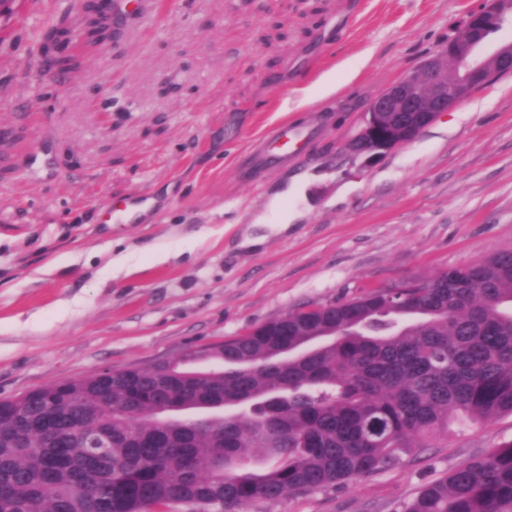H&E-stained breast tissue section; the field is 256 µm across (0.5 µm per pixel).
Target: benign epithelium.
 <instances>
[{"label":"benign epithelium","mask_w":512,"mask_h":512,"mask_svg":"<svg viewBox=\"0 0 512 512\" xmlns=\"http://www.w3.org/2000/svg\"><path fill=\"white\" fill-rule=\"evenodd\" d=\"M494 22L512 24L508 0H489L468 13L464 24L438 53L426 59L418 72L407 74L372 98L366 105L358 133L346 150L369 160L414 141L437 117L468 98L476 89L512 74V42L505 43L491 58L478 60L481 44L477 33ZM456 64L455 78L448 81V61ZM41 389L11 398L20 408L43 402Z\"/></svg>","instance_id":"1"}]
</instances>
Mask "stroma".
<instances>
[{"label":"stroma","mask_w":512,"mask_h":512,"mask_svg":"<svg viewBox=\"0 0 512 512\" xmlns=\"http://www.w3.org/2000/svg\"><path fill=\"white\" fill-rule=\"evenodd\" d=\"M482 0H169L85 47L79 0L0 16V399L181 358L288 311L512 251V74L374 162L367 101ZM321 113L301 163L251 142ZM146 195L137 224L112 202ZM512 440L452 427L400 463L247 512H393Z\"/></svg>","instance_id":"obj_1"}]
</instances>
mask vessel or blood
I'll return each instance as SVG.
<instances>
[{
  "mask_svg": "<svg viewBox=\"0 0 512 512\" xmlns=\"http://www.w3.org/2000/svg\"><path fill=\"white\" fill-rule=\"evenodd\" d=\"M314 133L313 125H294L282 122L274 125L251 147L240 173L251 177L258 170H273L286 166L288 161L302 157Z\"/></svg>",
  "mask_w": 512,
  "mask_h": 512,
  "instance_id": "b4317fda",
  "label": "vessel or blood"
}]
</instances>
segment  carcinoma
Returning a JSON list of instances; mask_svg holds the SVG:
<instances>
[{"label": "carcinoma", "mask_w": 512, "mask_h": 512, "mask_svg": "<svg viewBox=\"0 0 512 512\" xmlns=\"http://www.w3.org/2000/svg\"><path fill=\"white\" fill-rule=\"evenodd\" d=\"M209 347L196 384L133 367L0 403V512H242L389 468L455 422L512 414V253L281 316ZM224 404L210 430L165 404ZM275 463L258 469L256 462ZM395 512H512V440L425 484Z\"/></svg>", "instance_id": "obj_1"}]
</instances>
